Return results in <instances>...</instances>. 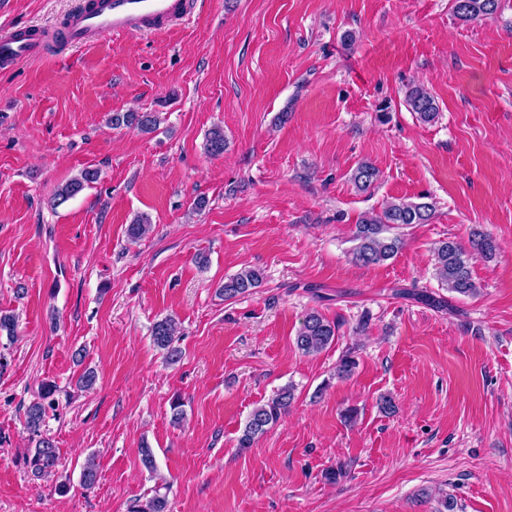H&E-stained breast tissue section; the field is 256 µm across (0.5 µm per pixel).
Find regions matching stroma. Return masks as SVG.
<instances>
[{
    "label": "stroma",
    "mask_w": 512,
    "mask_h": 512,
    "mask_svg": "<svg viewBox=\"0 0 512 512\" xmlns=\"http://www.w3.org/2000/svg\"><path fill=\"white\" fill-rule=\"evenodd\" d=\"M80 2L0 0V32L58 29ZM413 82L434 95V122L408 110ZM132 111L165 121L152 134L109 125ZM217 124L228 147L214 158ZM364 161L380 171L368 193L352 180ZM86 167L99 182L55 205ZM424 193L435 214L402 228L394 258L350 261L363 213ZM142 214L152 230L130 242ZM475 228L497 252L473 262L482 293L465 298L441 287L431 254ZM245 268L262 287L224 300ZM314 310L340 329L306 356L295 336ZM9 312L0 512H127L156 485L145 445L170 512H437L442 495L450 512H512V0L469 22L453 0H200L166 33L95 36L0 71ZM168 315L174 365L151 340ZM350 347L359 365L335 379ZM85 365L97 381L80 390ZM45 380L61 388L43 426L60 464L36 478L24 411ZM288 384V413L239 449L248 414Z\"/></svg>",
    "instance_id": "obj_1"
}]
</instances>
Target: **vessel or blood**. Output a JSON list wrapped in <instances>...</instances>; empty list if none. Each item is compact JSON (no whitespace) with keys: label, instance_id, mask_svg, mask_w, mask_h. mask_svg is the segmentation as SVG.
I'll list each match as a JSON object with an SVG mask.
<instances>
[{"label":"vessel or blood","instance_id":"b4317fda","mask_svg":"<svg viewBox=\"0 0 512 512\" xmlns=\"http://www.w3.org/2000/svg\"><path fill=\"white\" fill-rule=\"evenodd\" d=\"M194 0H93L72 14L61 43L71 47L91 35H127L166 30L190 14ZM47 38L38 31L17 30L0 34V68L44 54Z\"/></svg>","mask_w":512,"mask_h":512}]
</instances>
